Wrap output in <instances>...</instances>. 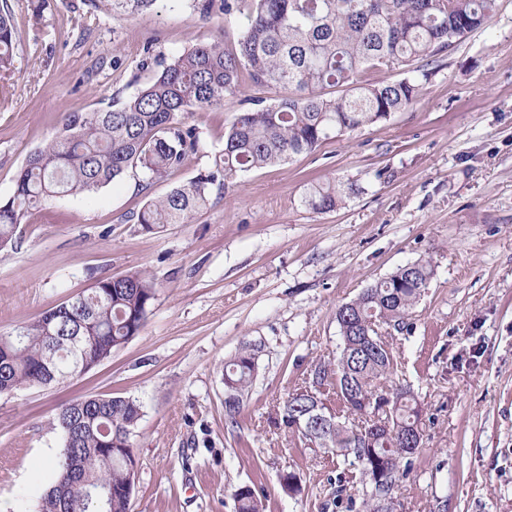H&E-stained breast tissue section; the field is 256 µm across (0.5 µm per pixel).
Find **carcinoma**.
Returning a JSON list of instances; mask_svg holds the SVG:
<instances>
[{
  "label": "carcinoma",
  "instance_id": "carcinoma-1",
  "mask_svg": "<svg viewBox=\"0 0 512 512\" xmlns=\"http://www.w3.org/2000/svg\"><path fill=\"white\" fill-rule=\"evenodd\" d=\"M112 15L138 13L155 0H106ZM497 0H253L238 48L213 40L197 44L163 65L119 104L65 116L60 134L36 149L19 171L13 194L0 200V250L13 245L30 210L64 195L91 193L130 171L148 184L165 180L199 149L197 128L184 122L197 108H222L242 95L240 74L253 85L284 92L274 102L252 100L224 132L214 169L147 200L135 215L145 232L188 224L222 198L240 175L314 151L331 135L369 127L414 105L447 49L484 27ZM17 32L7 0H0V72L14 67ZM399 72L393 81L372 73ZM358 192L333 181L303 197L315 213L335 210ZM430 261L409 263L375 282L336 310L341 339L336 363L311 370L312 386L331 388L338 415L304 433L295 419L313 415L316 401L287 394L277 416L288 431L360 466L370 493L369 512L395 496L411 472L407 433L422 429L423 407L407 386L391 384L394 355L374 328L401 332L430 286ZM143 271L97 280V287L43 313L18 332L0 335V393L58 384L79 360L94 367L137 336L155 297ZM259 348L249 344L224 364L234 401L224 416L236 423L242 398L255 381ZM140 407L124 397H90L63 407L55 428L63 448L53 481L37 512H129L130 435ZM238 512H264L255 488L233 490Z\"/></svg>",
  "mask_w": 512,
  "mask_h": 512
}]
</instances>
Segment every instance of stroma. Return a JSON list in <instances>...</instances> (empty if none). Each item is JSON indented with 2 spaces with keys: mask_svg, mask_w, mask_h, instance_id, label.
<instances>
[{
  "mask_svg": "<svg viewBox=\"0 0 512 512\" xmlns=\"http://www.w3.org/2000/svg\"><path fill=\"white\" fill-rule=\"evenodd\" d=\"M19 38L0 74V198L29 155L71 112L133 95L145 57L170 61L200 42L235 48L248 0L202 17L198 0H155L114 17L88 0H8ZM237 102L187 124L200 148L142 191L128 173L96 192L54 198L0 251V334L91 288L147 271L156 295L138 336L59 385L0 394V512H37L52 482L40 469L63 440L59 409L88 397L136 401L130 512H235L250 485L265 512H363L358 467L276 424L289 393L339 352L338 306L398 268L434 275L394 334L396 379L410 383L424 440L399 493L400 512H512V0L442 57L420 102L312 153L244 174L187 224L145 232L146 196L211 170ZM355 181L331 212L306 209L311 184ZM260 369L236 428L224 422V363L246 344ZM294 472L297 494L280 476Z\"/></svg>",
  "mask_w": 512,
  "mask_h": 512,
  "instance_id": "35a3bbf8",
  "label": "stroma"
}]
</instances>
